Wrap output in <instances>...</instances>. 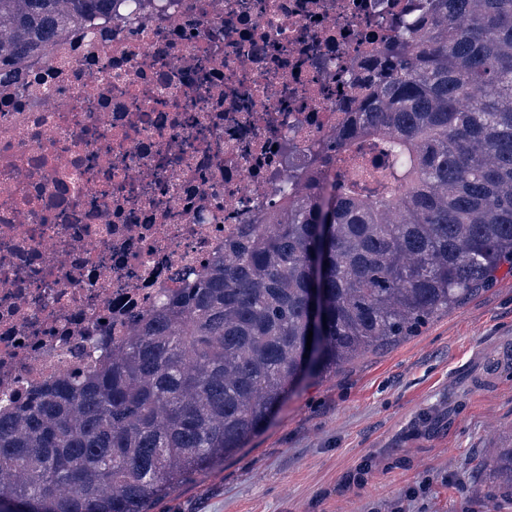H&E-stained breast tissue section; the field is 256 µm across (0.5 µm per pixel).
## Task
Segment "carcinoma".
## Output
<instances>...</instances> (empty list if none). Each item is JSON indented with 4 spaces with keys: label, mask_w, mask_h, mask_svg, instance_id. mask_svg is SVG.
Masks as SVG:
<instances>
[{
    "label": "carcinoma",
    "mask_w": 512,
    "mask_h": 512,
    "mask_svg": "<svg viewBox=\"0 0 512 512\" xmlns=\"http://www.w3.org/2000/svg\"><path fill=\"white\" fill-rule=\"evenodd\" d=\"M112 0H0V67ZM354 110L214 271L87 374L0 418V512H155L304 378L411 336L512 265V0H424ZM341 164L359 178L328 181ZM317 339L306 350L311 322ZM512 492V448L479 464Z\"/></svg>",
    "instance_id": "obj_1"
}]
</instances>
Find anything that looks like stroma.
<instances>
[{
	"mask_svg": "<svg viewBox=\"0 0 512 512\" xmlns=\"http://www.w3.org/2000/svg\"><path fill=\"white\" fill-rule=\"evenodd\" d=\"M512 447V268L410 336L302 384L166 512H512L476 469ZM361 472L358 485L345 476Z\"/></svg>",
	"mask_w": 512,
	"mask_h": 512,
	"instance_id": "1",
	"label": "stroma"
}]
</instances>
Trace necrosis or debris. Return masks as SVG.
Returning a JSON list of instances; mask_svg holds the SVG:
<instances>
[{"instance_id": "4bbe7bcc", "label": "necrosis or debris", "mask_w": 512, "mask_h": 512, "mask_svg": "<svg viewBox=\"0 0 512 512\" xmlns=\"http://www.w3.org/2000/svg\"><path fill=\"white\" fill-rule=\"evenodd\" d=\"M417 0H113L0 77V411L198 281Z\"/></svg>"}]
</instances>
